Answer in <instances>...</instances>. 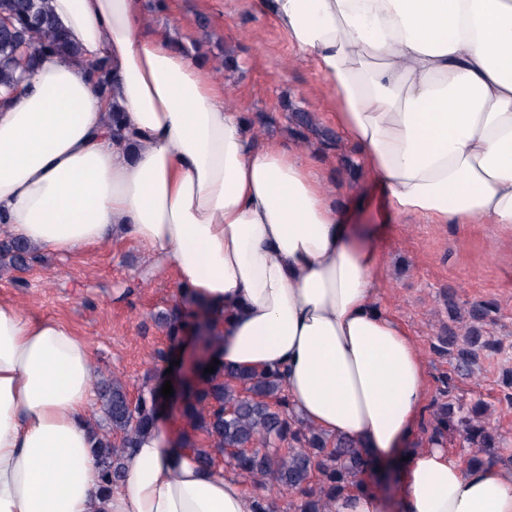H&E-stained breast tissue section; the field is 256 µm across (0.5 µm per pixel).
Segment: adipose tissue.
Listing matches in <instances>:
<instances>
[{
  "label": "adipose tissue",
  "mask_w": 512,
  "mask_h": 512,
  "mask_svg": "<svg viewBox=\"0 0 512 512\" xmlns=\"http://www.w3.org/2000/svg\"><path fill=\"white\" fill-rule=\"evenodd\" d=\"M317 66L336 125L396 217L512 230V0H258ZM76 59L0 106V234L76 255L131 242L223 312L226 366L278 372L296 416L379 461L400 512H512V466L418 440L425 360L377 306L385 266L307 152L249 136L222 75L151 27L143 0H51ZM112 73L100 95L87 68ZM119 108L138 146L112 138ZM96 364L59 319L0 298V512H257L235 472L161 427L103 490Z\"/></svg>",
  "instance_id": "adipose-tissue-1"
}]
</instances>
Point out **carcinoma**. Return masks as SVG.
Returning <instances> with one entry per match:
<instances>
[{
    "instance_id": "1",
    "label": "carcinoma",
    "mask_w": 512,
    "mask_h": 512,
    "mask_svg": "<svg viewBox=\"0 0 512 512\" xmlns=\"http://www.w3.org/2000/svg\"><path fill=\"white\" fill-rule=\"evenodd\" d=\"M47 54L80 55L78 47L57 28L49 0H0L1 102L12 100ZM0 262L24 272L39 262V256L27 242L7 238L0 240ZM487 314L484 305L474 304L465 325H448V352L454 356V370L462 376L472 375L480 351L493 347L478 328ZM158 323L172 345H178L191 330L202 346L203 358L179 400L182 418L209 441L200 453L203 466L214 468L216 458L224 456L225 465L250 484L260 501H266L265 492L273 488L296 495L292 512H329L328 501L362 486L366 474L380 469L352 440L326 435L294 416L276 374L224 366L210 308L197 307L190 321L176 304L158 315ZM215 358L219 364L214 373H206ZM161 389L160 383L145 386L133 400L120 380L98 381L101 420H91V452L105 489L122 482L131 448L141 434L155 426L163 400ZM448 433L458 434L472 448L471 465L512 464V455L501 453V438L478 409L441 405L432 439L442 441ZM283 443L287 447H281Z\"/></svg>"
}]
</instances>
